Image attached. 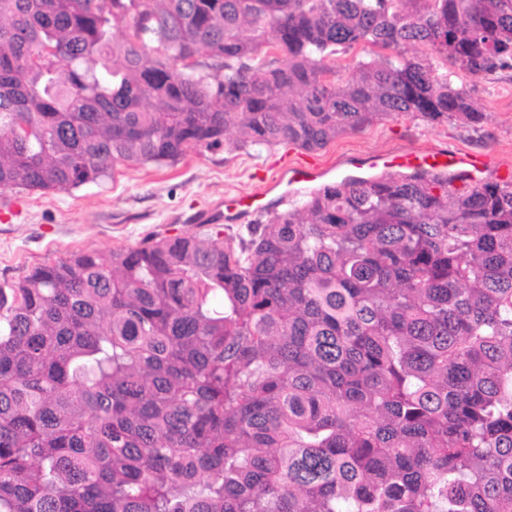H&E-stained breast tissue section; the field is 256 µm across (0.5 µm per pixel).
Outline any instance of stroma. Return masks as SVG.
<instances>
[{
  "label": "stroma",
  "instance_id": "1",
  "mask_svg": "<svg viewBox=\"0 0 512 512\" xmlns=\"http://www.w3.org/2000/svg\"><path fill=\"white\" fill-rule=\"evenodd\" d=\"M476 106L487 113L478 125H431L409 114L344 133L319 150L321 160L446 148L512 163V71L478 77L459 74ZM286 146L228 153H192L173 165L117 167L111 180L68 192L0 190L19 205L11 223H0V286L18 281L36 265L50 264L84 249L110 254L153 234H205L196 212L227 195L259 190L256 171L274 174Z\"/></svg>",
  "mask_w": 512,
  "mask_h": 512
}]
</instances>
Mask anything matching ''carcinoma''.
<instances>
[{"instance_id": "cac0c4a2", "label": "carcinoma", "mask_w": 512, "mask_h": 512, "mask_svg": "<svg viewBox=\"0 0 512 512\" xmlns=\"http://www.w3.org/2000/svg\"><path fill=\"white\" fill-rule=\"evenodd\" d=\"M512 0H0V189L480 124ZM0 287V512H512V182L345 177Z\"/></svg>"}]
</instances>
